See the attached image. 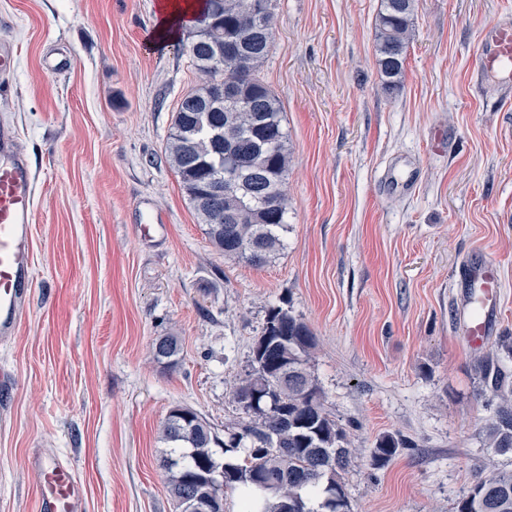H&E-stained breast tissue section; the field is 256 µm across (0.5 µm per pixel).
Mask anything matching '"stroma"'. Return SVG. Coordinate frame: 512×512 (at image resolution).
<instances>
[{"label":"stroma","mask_w":512,"mask_h":512,"mask_svg":"<svg viewBox=\"0 0 512 512\" xmlns=\"http://www.w3.org/2000/svg\"><path fill=\"white\" fill-rule=\"evenodd\" d=\"M158 3L0 0L19 50L0 124L36 172L35 287L0 346V512H36L35 450L71 458L85 512H176L162 424L177 406L219 432L243 421L231 391L280 304L312 332L310 370L356 453L351 512H454L484 470H512L484 444L474 370L512 336V96L473 85L512 0H415L394 93L375 63L381 0H272L262 75L283 105L288 214L261 267L212 245L166 158L198 75L182 39L154 46ZM59 54L71 69L47 72ZM466 261L502 282L480 346L460 323ZM169 334L173 368L153 356ZM386 434L404 446L373 466Z\"/></svg>","instance_id":"1"}]
</instances>
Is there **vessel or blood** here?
<instances>
[{
	"instance_id": "vessel-or-blood-1",
	"label": "vessel or blood",
	"mask_w": 512,
	"mask_h": 512,
	"mask_svg": "<svg viewBox=\"0 0 512 512\" xmlns=\"http://www.w3.org/2000/svg\"><path fill=\"white\" fill-rule=\"evenodd\" d=\"M476 72L483 85L512 90V24L498 23L480 36ZM35 175L20 149L15 129L0 126V345L14 341L33 288L32 242L35 223ZM458 287L467 289L474 308L463 316V329L473 344L491 332L499 310L501 282L489 264L464 263ZM40 487L36 512H84L86 489L69 460L32 455Z\"/></svg>"
}]
</instances>
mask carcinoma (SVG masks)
<instances>
[{
    "mask_svg": "<svg viewBox=\"0 0 512 512\" xmlns=\"http://www.w3.org/2000/svg\"><path fill=\"white\" fill-rule=\"evenodd\" d=\"M187 40L200 84L188 91L175 112L168 156L181 187L209 241L229 259L263 266L283 247L287 214L282 190L288 172V133L280 100L261 76L270 49L247 40L241 52L217 64L224 40L240 36V22L254 0H202ZM415 0H381L375 21L376 63L384 88L402 86ZM233 85L237 97L212 98L215 84ZM236 147L247 186L224 192V148ZM315 341L310 329L282 307L268 310L262 335L252 349V373L232 391L248 421L224 428L219 437L210 423L188 407L171 410L163 440L167 492L178 512H196L195 500L224 512V493L238 494V512H350L344 474L353 463L346 430L326 409L323 392L307 368ZM156 360L177 364L179 340L162 336ZM512 342L476 361L480 393L492 416L485 427L487 447L512 454ZM400 448L384 435L372 449L373 465L383 466ZM455 512H512V471L495 467L463 493Z\"/></svg>",
    "mask_w": 512,
    "mask_h": 512,
    "instance_id": "1",
    "label": "carcinoma"
}]
</instances>
